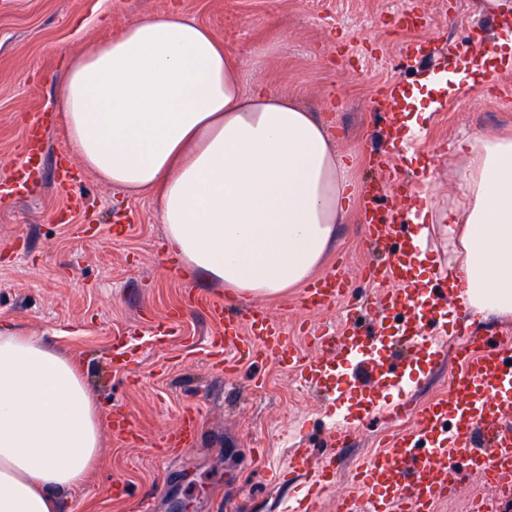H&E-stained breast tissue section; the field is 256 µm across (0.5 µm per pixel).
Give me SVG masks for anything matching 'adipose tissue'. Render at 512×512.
I'll return each mask as SVG.
<instances>
[{
  "instance_id": "obj_1",
  "label": "adipose tissue",
  "mask_w": 512,
  "mask_h": 512,
  "mask_svg": "<svg viewBox=\"0 0 512 512\" xmlns=\"http://www.w3.org/2000/svg\"><path fill=\"white\" fill-rule=\"evenodd\" d=\"M57 106L79 161L157 199L186 277L266 298L307 283L343 223L348 166L299 99L245 81L243 61L175 10L134 17L70 55ZM459 203L413 211L414 239L448 242V286L481 315H512V134L458 146ZM102 414L83 366L0 322V512H57L100 463Z\"/></svg>"
}]
</instances>
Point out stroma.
Here are the masks:
<instances>
[{
    "label": "stroma",
    "mask_w": 512,
    "mask_h": 512,
    "mask_svg": "<svg viewBox=\"0 0 512 512\" xmlns=\"http://www.w3.org/2000/svg\"><path fill=\"white\" fill-rule=\"evenodd\" d=\"M175 1L246 62L249 83L299 97L325 117L351 163L354 191L374 177L366 157L381 129L371 105L393 79H404L422 93V106L434 108L417 142L431 158L424 202L433 209L456 198L467 163L459 141L512 131V70L500 72L489 89L469 84L453 61L437 56L410 73L399 66L404 42L444 46L472 24L495 45L502 32L492 15L479 12L478 0H0V183L22 158L28 119L57 109L64 51L109 41L134 16L164 12ZM401 4L424 13L426 25L395 26ZM72 176L83 195L78 209L47 177L0 200V320L47 332L52 351L81 360L103 412L100 464L81 487L60 492L59 512H140L145 500L151 512H288L304 489L298 482L279 485L275 476L294 448L311 467L327 460L333 422L352 410L345 381L335 380L329 396L317 395L273 356L225 371L209 354L212 325L188 304L192 293L222 297L225 288L203 276L188 283L172 274L180 259L167 248L150 196L116 189L78 162ZM370 261L354 202L325 263L345 266L360 289ZM301 294L291 288L260 305L307 355L313 332L335 330L343 310L306 311L298 305ZM176 311L184 342L152 341L153 322ZM118 343L130 345L137 362L113 364ZM453 367V358L436 367L412 353L407 394L417 402L432 398ZM118 411L132 421L136 443L113 435ZM189 413L199 416V444L161 447L163 431ZM405 426L379 413L355 421L356 442L342 451L320 512H336L358 465Z\"/></svg>",
    "instance_id": "stroma-1"
}]
</instances>
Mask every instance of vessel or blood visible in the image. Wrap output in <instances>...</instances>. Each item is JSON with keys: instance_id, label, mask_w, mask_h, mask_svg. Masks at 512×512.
<instances>
[{"instance_id": "vessel-or-blood-1", "label": "vessel or blood", "mask_w": 512, "mask_h": 512, "mask_svg": "<svg viewBox=\"0 0 512 512\" xmlns=\"http://www.w3.org/2000/svg\"><path fill=\"white\" fill-rule=\"evenodd\" d=\"M481 38V33L468 32L457 58L467 69L483 66L491 80L498 66L484 65L471 51ZM409 98L405 83L393 81L373 105L384 121L385 144L371 157L380 183L363 192L362 224L365 243L382 255L381 262L365 271L378 288L373 303L377 334H369L363 326L372 303L362 296L352 297L348 279L336 267L304 289L301 303L321 309L344 301L346 315L336 332H320L316 354L306 358L291 354L285 330L263 308L246 309L230 299L200 293L190 298L191 306L216 325L211 346L226 368L274 354L296 370L306 387L321 389L348 365L352 368L349 389L358 412L383 408L389 415L410 419L405 433L374 454L357 474L354 487L338 503L339 512H432L436 502L463 482L468 470L512 483V342L484 341L482 329L472 323V313L464 306L459 315L468 319V326L448 333L435 316L446 305L444 296L421 287L415 274L419 247L402 219L420 188L390 163L405 137L402 114L409 108ZM25 140L28 157L20 176L28 181L34 177L35 160L41 157L40 130H27ZM394 328L399 340L425 346L432 363L448 346H455L458 367L448 374L447 394L421 405L404 401L383 406L379 394L398 364L393 355L378 353L377 346L383 334ZM198 429L197 419H186L167 433V446L191 445ZM459 460L466 462V469L456 468ZM336 473L334 464L324 465L298 500L296 512H318L320 495Z\"/></svg>"}]
</instances>
